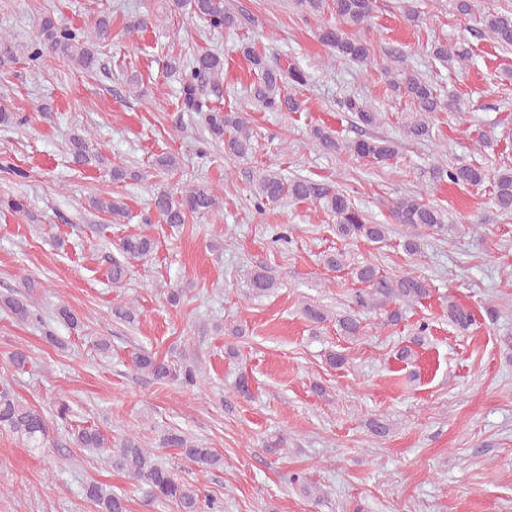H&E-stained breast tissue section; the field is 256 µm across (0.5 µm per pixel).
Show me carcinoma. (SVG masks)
I'll list each match as a JSON object with an SVG mask.
<instances>
[{
	"instance_id": "1",
	"label": "carcinoma",
	"mask_w": 512,
	"mask_h": 512,
	"mask_svg": "<svg viewBox=\"0 0 512 512\" xmlns=\"http://www.w3.org/2000/svg\"><path fill=\"white\" fill-rule=\"evenodd\" d=\"M173 10L188 11L206 22L213 30H231L236 27L237 16L228 10L224 0H172ZM453 12L460 17L479 16L480 34L494 41L503 49H512V4L493 11H477L476 0H449ZM331 6L338 24L324 26L319 30L321 42L330 47L336 56L350 61L368 64L371 62L370 49L365 41L347 34L342 26L363 28L368 24L374 10V0H296V7L313 14L322 13ZM112 40L110 19L101 16L90 30L73 28L50 15L44 16L36 38L26 47L27 58L44 62L50 57H63L77 68L92 72L99 65L97 46ZM19 46L13 40L0 34V66L16 61ZM245 59L258 72V82L250 93L253 101L268 112H296L300 102L285 85H302L306 75L302 69L290 64L283 68L268 64L266 55L251 47L243 49ZM433 58L439 62L464 64L472 59L466 43L437 44ZM166 69L184 74L180 87L181 109L201 115L208 135L224 142V154L238 160H245L252 154V132L250 114L230 111L209 105L205 100V88L217 86L224 74V56L219 53L202 51L190 60H173ZM393 91L415 106V112L404 125L407 137L425 141L432 136L433 119L436 113L448 110L459 120H464L465 111L458 100L444 99L435 85L415 74L390 82ZM347 111L353 113L364 126L374 127L379 114L367 102L350 97L344 102ZM312 142L330 153L346 152L357 159L384 165L394 158L396 149L387 139L377 137L360 138L348 143L338 140L333 131L315 127L310 131ZM67 154L78 166H99L106 163L105 157L92 144V138L84 133L69 136ZM436 181L448 180L459 186L479 187L486 180L485 168L479 164L452 165L448 168H432ZM254 207L258 211L275 205L285 198L295 201L311 200L324 205L335 221L336 236L343 240H367L383 243L389 235V225L370 222L365 212L352 200L347 191L310 179L287 178L282 171L266 168L252 178L250 187ZM492 203L504 214H512V169L501 171L493 181ZM152 204L167 224L182 226L193 215L207 214L216 210L220 198L216 189L208 184H188L180 188L163 187L156 191ZM93 208L112 216V223L119 224L129 216V210L119 198L108 201L94 199ZM395 223L404 224L415 230L446 231L450 234L459 225L449 222L448 213L440 207L423 201L416 195H401L388 205ZM154 242L146 235H132L121 243L122 252L130 259L142 258L153 251ZM354 281L361 284L352 297L357 311L335 318L339 335L355 339L362 335L364 325L360 314L383 312L378 325L396 326L403 319V313L423 300L432 292L428 281L409 272L387 276L380 272L372 261L357 263L350 269ZM27 291L0 298V308L19 322L41 321V316L31 298L35 284L28 277L23 278ZM277 288V281L270 272L261 268L254 272L249 282V294L254 298L269 296ZM300 312L312 324L320 325L329 319V310L309 300L302 303ZM448 320L461 332L476 325L472 310L448 301ZM430 335V327L421 322L415 327L411 344L401 347L395 359L406 362L414 356L413 347L422 346ZM133 365L158 381L194 386L199 379L197 368L187 362L174 365L145 351L132 356ZM47 420L39 410L23 403L6 385L0 386V430H8L25 438L33 448L45 447ZM74 442L80 448H110L112 468L125 473L134 482L147 486L153 497L174 505L178 512H223V503L210 497H203L200 488L178 478L160 460L155 450L142 446L135 437H127L118 444L105 439L93 428H80L74 433ZM165 448H181L190 462L203 470L219 468L224 460L211 448H202L186 436L172 430L160 436ZM85 498L98 506V512H128L126 498L113 493L107 487L88 482L83 487Z\"/></svg>"
}]
</instances>
